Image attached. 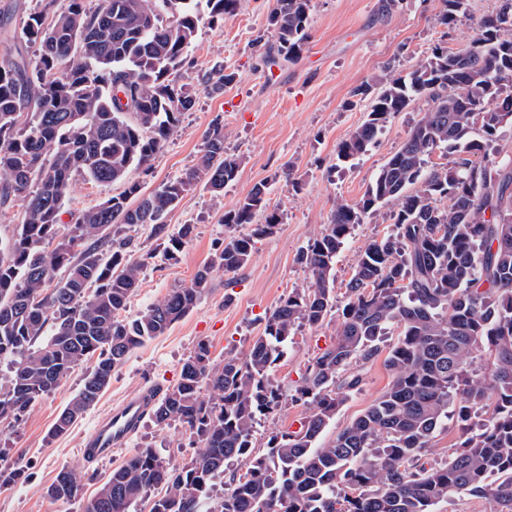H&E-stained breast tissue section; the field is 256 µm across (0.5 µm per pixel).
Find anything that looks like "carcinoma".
<instances>
[{
    "instance_id": "1",
    "label": "carcinoma",
    "mask_w": 512,
    "mask_h": 512,
    "mask_svg": "<svg viewBox=\"0 0 512 512\" xmlns=\"http://www.w3.org/2000/svg\"><path fill=\"white\" fill-rule=\"evenodd\" d=\"M215 25L240 0H83L46 19L31 13L22 28L0 11V204L20 199L22 224L0 242V423L19 422L71 371L86 367L79 391L52 424L66 434L99 400L132 350L165 334L204 294L211 269L235 273L256 240L280 224L267 187L254 186L224 211L231 234L188 286L134 316L125 315L145 261L127 230L148 224L164 257L182 252L194 225L168 229L164 216L201 186L224 193L239 172L226 154L224 128L212 123L195 166L147 191L132 178L150 164L195 91L177 78L203 15ZM468 0H443L451 24ZM310 0H274L267 17L277 53L291 62L308 38ZM39 46L31 58L22 46ZM233 74L206 77L218 92ZM512 0L482 19L463 48L440 44L418 68L356 88L366 118L336 148L346 165L375 142L389 117L423 98L428 108L403 146L362 197L336 203L329 224L302 247L309 281L266 318L245 359L213 365L197 342L178 381L153 406L159 426L179 423L198 451L173 463L136 449L98 487L86 512H200L214 481L237 462L214 512H435L470 495L492 512H512V160H478L498 129L512 123ZM30 116L21 121L23 115ZM132 118H127V115ZM445 147L452 165L429 164ZM126 190L63 224L72 175ZM394 202L395 229L369 243L346 285L336 340L318 353L286 392L270 370L297 325L322 326L336 307L333 268L351 229L372 209ZM263 220H258V217ZM66 273L55 281L56 272ZM399 329L386 365L388 389L362 415L321 441L339 407L358 390L360 364L377 356L380 337ZM305 407L294 430L271 434L262 454L253 436L283 401ZM489 410L481 424L478 410ZM453 422L459 439L448 458L425 460L434 434ZM83 475L65 466L46 488L68 502Z\"/></svg>"
}]
</instances>
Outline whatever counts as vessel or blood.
<instances>
[{
  "instance_id": "1",
  "label": "vessel or blood",
  "mask_w": 512,
  "mask_h": 512,
  "mask_svg": "<svg viewBox=\"0 0 512 512\" xmlns=\"http://www.w3.org/2000/svg\"><path fill=\"white\" fill-rule=\"evenodd\" d=\"M160 395V388L152 386L130 391L119 404L101 415L88 434L82 436L78 448L81 456L94 463L110 458L113 449L126 447Z\"/></svg>"
}]
</instances>
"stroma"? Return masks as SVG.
<instances>
[{
  "instance_id": "1",
  "label": "stroma",
  "mask_w": 512,
  "mask_h": 512,
  "mask_svg": "<svg viewBox=\"0 0 512 512\" xmlns=\"http://www.w3.org/2000/svg\"><path fill=\"white\" fill-rule=\"evenodd\" d=\"M272 6L273 0H241L235 14L225 16L221 24L201 23L187 49L180 80L194 87L195 105L181 114L150 168L134 171L133 177L150 190L182 175L196 164L206 133L217 119L224 125L227 152L240 162L239 174L222 197L199 188L186 194L167 215L171 228L195 227L191 241L176 259L164 258L163 246L149 226L132 229L142 252L152 253L153 258L143 268L128 315H136L173 287L191 282L225 236L221 222L225 210L254 185H267L269 204L278 211L280 224L273 234L257 240L244 269L234 274L214 269L193 311L164 335L134 349L113 371L96 405L67 434L52 439L48 431L79 390L83 377L79 369L35 403L21 423L0 424V466L23 468L26 475L25 480L0 488V512H84L98 486L132 450L150 447L176 463L192 455L179 424L159 426L149 417L128 447L115 450L110 459L90 464L76 448L79 437L132 388L175 384L198 341L210 343L215 363H223L228 356L246 357L254 338L263 331L265 316L308 280L306 268L298 261L300 247L328 224L337 201L351 203L361 198L427 106L419 99L390 117L369 150L353 166L338 170L334 167L337 144L366 115L364 103L354 101L353 90L364 83H377L389 73L411 72L434 45L452 51L464 47L474 37L479 21L497 13L500 0H470L468 15L449 26L441 21V0H397L390 11L385 10L384 0H311L309 39L292 62L269 50L273 37L266 19ZM216 67L234 76L220 92L204 81ZM125 188L122 182L101 186L74 176L64 222ZM392 211L389 204L369 211L345 241L334 268L337 305L347 299L346 285L360 254L372 240L391 233ZM339 323L333 312L322 327L296 328L284 357L270 373L271 380L291 387L308 361L334 342ZM398 334V329H390L379 344L378 356L364 364L359 390L341 406L325 439H333L387 390L392 374L385 359ZM64 466L82 471L84 489L76 500L57 502L46 496L45 489Z\"/></svg>"
}]
</instances>
